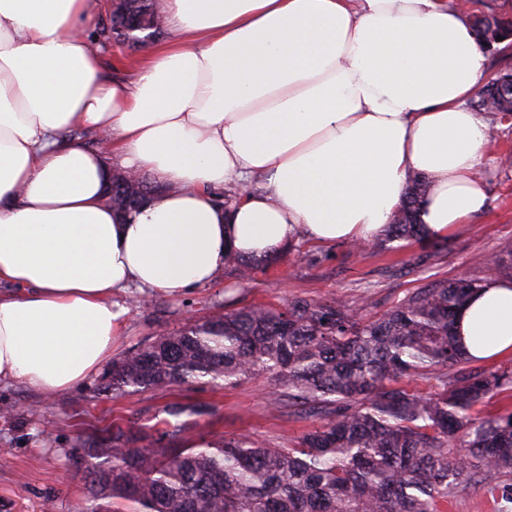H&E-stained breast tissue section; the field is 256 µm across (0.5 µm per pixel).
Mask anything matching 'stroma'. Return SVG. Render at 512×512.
<instances>
[{
  "instance_id": "1",
  "label": "stroma",
  "mask_w": 512,
  "mask_h": 512,
  "mask_svg": "<svg viewBox=\"0 0 512 512\" xmlns=\"http://www.w3.org/2000/svg\"><path fill=\"white\" fill-rule=\"evenodd\" d=\"M98 50L101 75L108 80L127 78L145 54L144 49L113 40L99 44ZM489 123L493 135L483 167L488 208L439 240L437 247L408 242L399 250L382 252L345 241L324 246L302 236L293 253L248 283L226 269L212 284L178 296L127 289L115 297L129 312L113 357L190 320L243 306L342 295L366 299L368 315L378 316L434 280L494 279V272L477 267L473 257L512 253V167L500 164L501 157L512 154V120L493 117ZM95 384L91 378L55 396L18 382L0 383V512H76L88 499L75 466L81 435L98 433L113 422L155 425L169 403L207 407L205 415L181 416L184 434L191 438L248 435L279 448L312 426L273 406V386L264 374L233 386L199 382L163 393L135 392L114 401L96 395Z\"/></svg>"
}]
</instances>
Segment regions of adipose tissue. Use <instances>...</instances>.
<instances>
[{"label":"adipose tissue","mask_w":512,"mask_h":512,"mask_svg":"<svg viewBox=\"0 0 512 512\" xmlns=\"http://www.w3.org/2000/svg\"><path fill=\"white\" fill-rule=\"evenodd\" d=\"M169 37L100 75L92 0H0V381L71 390L112 356L113 294L212 283L226 247L372 242L427 176L430 238L485 212L486 50L456 0H160ZM108 134L88 148L73 129ZM163 190L104 201L114 166ZM239 201L224 209L217 191ZM466 354L512 352V279L456 319Z\"/></svg>","instance_id":"1"}]
</instances>
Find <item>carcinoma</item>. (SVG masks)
I'll list each match as a JSON object with an SVG mask.
<instances>
[{
  "mask_svg": "<svg viewBox=\"0 0 512 512\" xmlns=\"http://www.w3.org/2000/svg\"><path fill=\"white\" fill-rule=\"evenodd\" d=\"M131 16L158 18L155 0H123ZM494 52L512 44V16L470 17ZM512 106V72L498 71L472 102L499 115ZM429 179L411 181L386 233L372 242L428 241L417 213ZM158 186L118 181L112 207ZM278 253L224 255L242 280L277 264ZM478 279L430 282L375 319L343 296L252 305L188 322L112 361L97 394L166 391L207 378L234 385L253 374L273 382L278 407L316 426L293 445L268 448L248 437L189 441L181 428L111 424L80 454L92 504L77 512H441L484 485L512 499V411L475 408L512 390V370L473 369L454 318ZM423 379L422 394L403 383Z\"/></svg>",
  "mask_w": 512,
  "mask_h": 512,
  "instance_id": "obj_1",
  "label": "carcinoma"
}]
</instances>
